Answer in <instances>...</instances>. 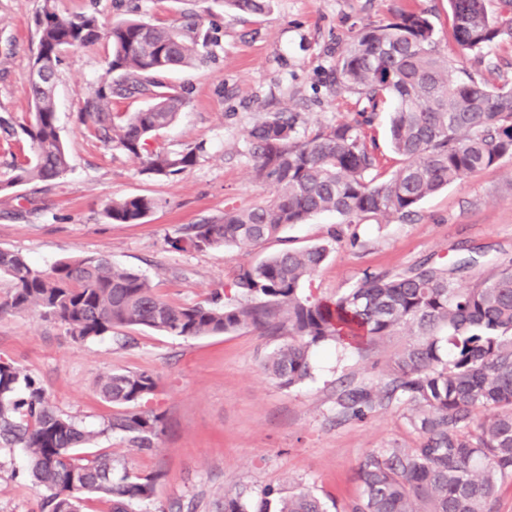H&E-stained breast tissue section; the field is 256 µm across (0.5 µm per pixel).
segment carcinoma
Returning <instances> with one entry per match:
<instances>
[{
    "mask_svg": "<svg viewBox=\"0 0 512 512\" xmlns=\"http://www.w3.org/2000/svg\"><path fill=\"white\" fill-rule=\"evenodd\" d=\"M240 13L258 15L269 0H221ZM451 36L462 51L481 52L512 41V0H448ZM37 53L94 45L111 47L91 110L81 122L103 143L134 155L174 122L187 91L164 75L202 62L218 42L216 24L203 30L196 14L180 27L139 18L110 27L93 13L60 16L45 8L37 21ZM434 40L426 13L409 12L365 26L336 60L334 82L364 97L371 109L390 100V135L402 165L383 179L377 158L361 135V122H338L301 137L299 115L265 112L247 130L255 177L273 195L246 208L229 207L216 221L191 224L170 236L171 251H206L281 239L284 229L312 216L336 213L349 224L365 218L404 219L428 196L466 176L512 157V91L462 70ZM33 112L19 124L32 157L13 164L0 193L30 182H50L69 168L54 97L29 84ZM114 99H144L136 112L109 111ZM201 147L149 153L145 171L176 177L191 169ZM158 206L148 196L114 199L106 209L116 224H141ZM329 247L285 248L241 266L230 290H215L190 306L162 299L142 273L104 256L62 261L51 270L33 267L20 253L0 249V276L11 290L0 314L33 310L66 327L76 341L146 327L172 336L200 338L255 327L283 331L288 340L267 358L282 387L311 376L312 350L379 346L405 332L414 340L384 362L378 388L349 387L336 398V414L363 419L391 403L406 407L412 447L375 448L357 467L360 493L344 512H494L501 480L512 477V265L472 288L458 276L477 263L470 256L448 265L426 259L399 273L367 274L333 300L302 292L326 261ZM158 389L153 373L112 372L98 381L100 395L126 410L105 430L129 447L150 452L164 432L163 416L138 405ZM100 435L61 414L41 382L0 358V445L23 449L35 483L46 492L44 512H80L88 495L108 497L112 512H130L150 499L157 476L118 468L107 453L77 449ZM326 512L300 488L282 494L269 487L258 500L224 496V512Z\"/></svg>",
    "mask_w": 512,
    "mask_h": 512,
    "instance_id": "1",
    "label": "carcinoma"
}]
</instances>
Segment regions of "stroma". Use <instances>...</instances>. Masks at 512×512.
<instances>
[{"instance_id": "stroma-1", "label": "stroma", "mask_w": 512, "mask_h": 512, "mask_svg": "<svg viewBox=\"0 0 512 512\" xmlns=\"http://www.w3.org/2000/svg\"><path fill=\"white\" fill-rule=\"evenodd\" d=\"M47 1L58 14L93 12L107 26L127 15V0H0V116L16 123L31 111L35 17ZM420 10L428 12L440 50L457 67L512 84V42L480 54L461 51L450 36L448 0H270L267 12L251 16L225 11L218 0H140L139 18L155 25H180L194 11L202 26H221L211 58L169 74V82L189 88V103L148 144L152 151L201 146L197 164L177 177L157 178L145 173L143 158L100 142L79 116L94 96L110 46L101 41L69 50L56 76L55 100L70 169L52 182L0 194V248L42 270L64 259L104 255L143 272L176 305L202 302L215 285L230 284L238 267L286 246H329L327 260L304 285L305 294L317 298L336 297L369 273L401 272L427 259L452 263L474 251L478 262L463 284L493 276L512 263V158L425 198L405 220L348 224L324 213L288 226L281 240L256 246L173 252L165 244L185 225L269 196V187L254 178L245 138L262 113H300L303 136L357 119L367 103L333 84L337 50L365 25ZM391 110L382 105L361 127L387 176L399 166L389 144ZM136 195L158 202L144 223L107 218L112 199ZM407 341L398 335L361 353L320 347L311 377L283 388L265 368L280 337L252 327L202 338L123 328L77 342L38 312L0 315V357L39 379L58 411L98 431L93 449L133 473L158 475L154 498L133 504V512H222L225 494L243 490L256 498L268 486L310 489L330 508L349 503L360 491L356 469L364 454L413 446L415 436L401 407L343 418L336 397L349 384L378 386L382 364ZM112 371L157 376L158 390L143 404L164 418L153 451L138 452L106 432L117 408L100 397L97 384ZM43 498L22 449L0 447V512H42Z\"/></svg>"}]
</instances>
